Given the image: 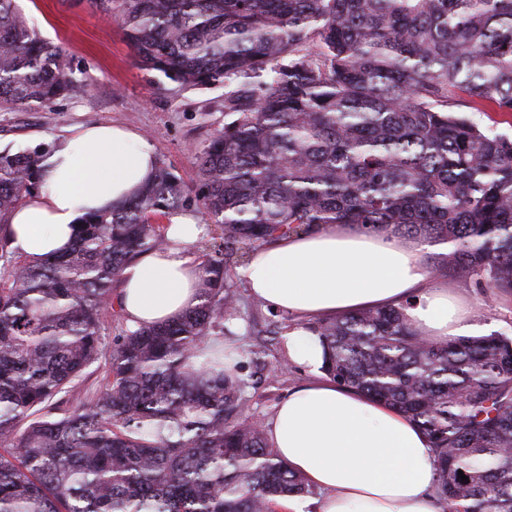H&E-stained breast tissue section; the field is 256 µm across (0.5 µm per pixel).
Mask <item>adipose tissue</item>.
Masks as SVG:
<instances>
[{"label": "adipose tissue", "instance_id": "ef3b65f1", "mask_svg": "<svg viewBox=\"0 0 512 512\" xmlns=\"http://www.w3.org/2000/svg\"><path fill=\"white\" fill-rule=\"evenodd\" d=\"M157 163L152 144L128 128H73L42 160L39 189L9 215L10 250L32 263L66 250L85 213L123 203L151 180ZM205 232L193 215L175 214L164 246L123 269L118 298L128 325L167 323L196 305L201 268L189 248ZM426 249L421 238L334 224L281 237L251 253L241 269L256 298L298 321L288 334V356L313 378L276 407L265 428L280 458L321 491L317 512H442L424 432L403 413L328 377L322 344L304 326L402 303L425 338L465 335L472 310L433 281Z\"/></svg>", "mask_w": 512, "mask_h": 512}]
</instances>
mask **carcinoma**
<instances>
[{
    "label": "carcinoma",
    "mask_w": 512,
    "mask_h": 512,
    "mask_svg": "<svg viewBox=\"0 0 512 512\" xmlns=\"http://www.w3.org/2000/svg\"><path fill=\"white\" fill-rule=\"evenodd\" d=\"M139 65L180 87L224 84V127L198 154L203 214L223 243L198 303L122 326L112 286L160 248L152 222L186 206L178 177L81 218L38 264L9 250L8 216L47 149L0 150V512H274L313 487L244 412V360L224 348L233 266L290 233L344 224L449 244L454 278L512 293V137L470 117L512 112V0H87ZM62 47L0 0V111L80 92ZM406 304L318 318L337 384L406 414L428 437L444 512H512V338L438 343ZM108 365L70 410L57 395ZM469 479L464 482L458 471Z\"/></svg>",
    "instance_id": "1"
}]
</instances>
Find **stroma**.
<instances>
[{
	"mask_svg": "<svg viewBox=\"0 0 512 512\" xmlns=\"http://www.w3.org/2000/svg\"><path fill=\"white\" fill-rule=\"evenodd\" d=\"M18 6L43 39L62 46L73 68L88 77L89 86L50 105L0 112V148L52 146L79 124H119L149 140L159 161L180 178L187 193H194L197 155L210 135L224 125L223 85L179 89L162 74L140 67L121 28L90 8L87 0H18ZM441 252V247H434L425 261L435 280L469 302L475 334L498 332L512 337V294L486 299L483 289L456 280L438 267ZM237 291L241 316L231 325L233 343L262 347L267 361H286V332L294 326V318L266 306H253L246 286H238ZM240 375L248 384L247 414L263 420L311 378L307 370L294 364L273 381L250 363Z\"/></svg>",
	"mask_w": 512,
	"mask_h": 512,
	"instance_id": "35a3bbf8",
	"label": "stroma"
}]
</instances>
